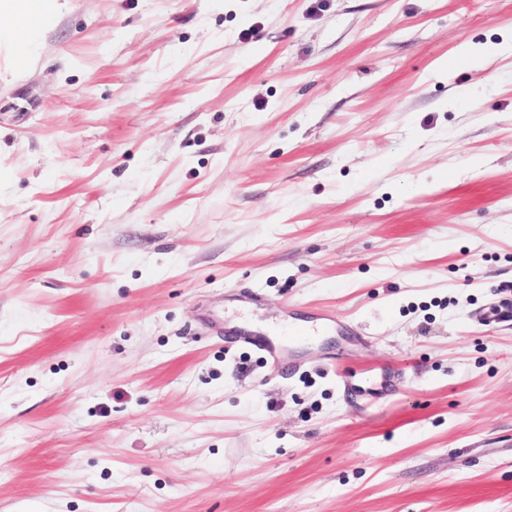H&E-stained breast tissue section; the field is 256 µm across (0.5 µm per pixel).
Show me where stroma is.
<instances>
[{
  "label": "stroma",
  "mask_w": 512,
  "mask_h": 512,
  "mask_svg": "<svg viewBox=\"0 0 512 512\" xmlns=\"http://www.w3.org/2000/svg\"><path fill=\"white\" fill-rule=\"evenodd\" d=\"M59 4L0 21V512H512V0ZM341 324L336 321V315L331 312H324L315 323H290L289 336H325L341 329Z\"/></svg>",
  "instance_id": "obj_1"
}]
</instances>
